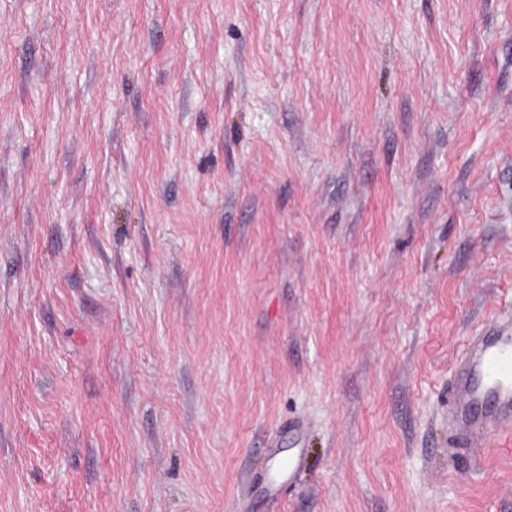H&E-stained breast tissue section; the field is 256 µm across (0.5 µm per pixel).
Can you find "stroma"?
Returning <instances> with one entry per match:
<instances>
[{"instance_id":"obj_1","label":"stroma","mask_w":512,"mask_h":512,"mask_svg":"<svg viewBox=\"0 0 512 512\" xmlns=\"http://www.w3.org/2000/svg\"><path fill=\"white\" fill-rule=\"evenodd\" d=\"M501 310L512 0H0V512H512ZM494 400L487 412L483 404ZM512 419V336H475L448 391V425L467 442L487 439Z\"/></svg>"}]
</instances>
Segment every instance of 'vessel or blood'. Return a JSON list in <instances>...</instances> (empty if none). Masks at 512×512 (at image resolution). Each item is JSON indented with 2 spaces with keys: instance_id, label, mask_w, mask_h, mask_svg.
<instances>
[{
  "instance_id": "b4317fda",
  "label": "vessel or blood",
  "mask_w": 512,
  "mask_h": 512,
  "mask_svg": "<svg viewBox=\"0 0 512 512\" xmlns=\"http://www.w3.org/2000/svg\"><path fill=\"white\" fill-rule=\"evenodd\" d=\"M512 419V336L472 339L448 391V423L468 442L487 439Z\"/></svg>"
}]
</instances>
